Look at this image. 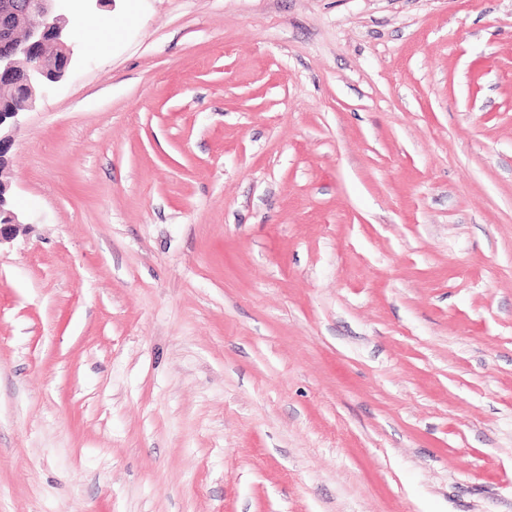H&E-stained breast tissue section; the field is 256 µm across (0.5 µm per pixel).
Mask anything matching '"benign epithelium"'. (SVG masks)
Instances as JSON below:
<instances>
[{
    "instance_id": "benign-epithelium-1",
    "label": "benign epithelium",
    "mask_w": 512,
    "mask_h": 512,
    "mask_svg": "<svg viewBox=\"0 0 512 512\" xmlns=\"http://www.w3.org/2000/svg\"><path fill=\"white\" fill-rule=\"evenodd\" d=\"M61 0H0V80L21 78L13 100L0 108V167L13 145L19 116L31 109L39 91L66 73L72 50L66 43L68 19L59 13ZM8 187L0 181V245L22 226L13 211Z\"/></svg>"
}]
</instances>
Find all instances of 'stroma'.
<instances>
[{"mask_svg":"<svg viewBox=\"0 0 512 512\" xmlns=\"http://www.w3.org/2000/svg\"><path fill=\"white\" fill-rule=\"evenodd\" d=\"M62 10L0 512H512V0Z\"/></svg>","mask_w":512,"mask_h":512,"instance_id":"obj_1","label":"stroma"}]
</instances>
